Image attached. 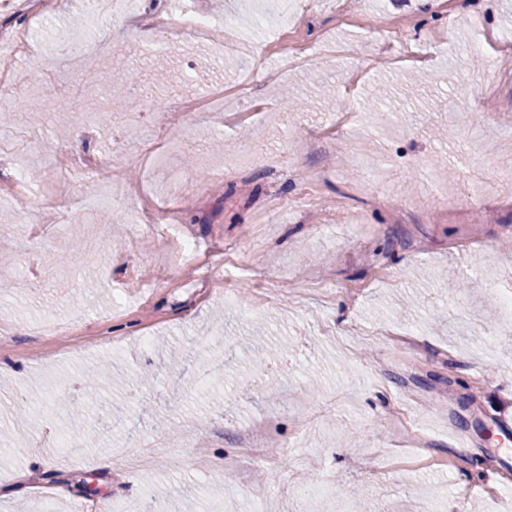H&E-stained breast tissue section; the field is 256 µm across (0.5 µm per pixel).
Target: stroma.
Here are the masks:
<instances>
[{
  "mask_svg": "<svg viewBox=\"0 0 512 512\" xmlns=\"http://www.w3.org/2000/svg\"><path fill=\"white\" fill-rule=\"evenodd\" d=\"M57 2L34 44L58 99L82 103L93 71L135 72L129 99L220 84L236 97L223 125L175 121L153 166L118 160L159 204L171 182L209 181L165 227L208 255L202 279L155 263L153 240L130 234L137 203L117 221L118 191L56 152L113 157L153 116L128 126L113 109L88 142L81 113L43 96L0 109L16 173L86 197L103 230L96 255L64 264L79 252L66 217L0 194V512L47 496L57 512H248L257 497L265 512H512V52L497 50L512 0H299L314 50L285 78L281 0H195L209 34L175 45L103 26L92 0ZM67 30L83 53L57 54ZM490 78L494 95L463 97ZM286 89L305 111H284ZM246 142L260 161L225 177ZM454 194L505 198L480 218L484 247L463 246L466 216L425 207ZM277 197L287 220L262 223ZM106 363L111 378L90 383ZM76 431L69 460L42 458ZM247 435L278 464L222 468ZM128 440L134 470L114 454Z\"/></svg>",
  "mask_w": 512,
  "mask_h": 512,
  "instance_id": "1",
  "label": "stroma"
}]
</instances>
